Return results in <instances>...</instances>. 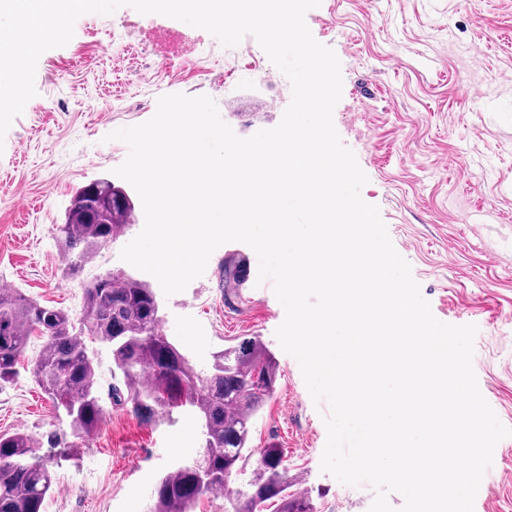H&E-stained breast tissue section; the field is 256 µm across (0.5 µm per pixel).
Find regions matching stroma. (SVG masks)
Segmentation results:
<instances>
[{"instance_id": "1", "label": "stroma", "mask_w": 512, "mask_h": 512, "mask_svg": "<svg viewBox=\"0 0 512 512\" xmlns=\"http://www.w3.org/2000/svg\"><path fill=\"white\" fill-rule=\"evenodd\" d=\"M135 38H112L123 20ZM313 37L341 64L334 126L368 177L362 199L377 206L396 251L433 315L473 324V367L481 394L512 428V0H321L305 16ZM201 39L199 52L164 59L152 45L162 30ZM37 94L0 140V279L29 299L79 313L82 283L63 276L53 237L74 192L128 154L108 133L146 122L167 94L207 95L238 135L277 126L292 97L288 78L254 37L233 48L179 20L124 6L86 14L64 47L46 51ZM144 226L143 210L98 257L88 276L132 272L121 249ZM258 272L254 250L228 242L203 276L161 297L163 332L200 367L243 338L260 337L279 367L274 396L260 410L252 450L283 448V466L315 512H369L375 491L338 482L320 468L327 402H313L298 361L275 336L285 312L272 288L240 295L224 285V258ZM32 337L20 374L0 386V433L39 440L66 426L35 383L41 348ZM105 414L88 447L63 463L42 512H147L150 493L175 460L202 453L196 423L149 428L129 404L111 400L116 380L98 354ZM474 512H512V437L496 446Z\"/></svg>"}]
</instances>
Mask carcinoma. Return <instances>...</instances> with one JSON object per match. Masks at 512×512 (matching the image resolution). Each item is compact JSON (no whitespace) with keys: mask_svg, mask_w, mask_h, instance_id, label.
<instances>
[{"mask_svg":"<svg viewBox=\"0 0 512 512\" xmlns=\"http://www.w3.org/2000/svg\"><path fill=\"white\" fill-rule=\"evenodd\" d=\"M129 195L108 179L78 189L65 222L55 227L64 276L73 279L117 231L134 223ZM247 267L224 260V287L244 281ZM162 308L154 289L124 271L96 276L83 290L77 315L27 299L17 290H0V386L18 376L20 358L31 338L43 340L32 377L53 402L69 432L50 440L49 449L34 436L0 435V512H42L55 482V468L86 446L101 423L105 407L98 393L97 343L112 358L113 374L123 387L113 397L131 405L147 427L175 424L190 414L198 423L203 452L191 463H175L158 478L148 512H196L208 493L242 478L224 498V512H314L310 500L295 492L283 467L282 451L262 449L258 464L244 476L250 440L263 403L273 397L278 365L257 336L214 354L197 368L184 349L158 329Z\"/></svg>","mask_w":512,"mask_h":512,"instance_id":"cac0c4a2","label":"carcinoma"}]
</instances>
